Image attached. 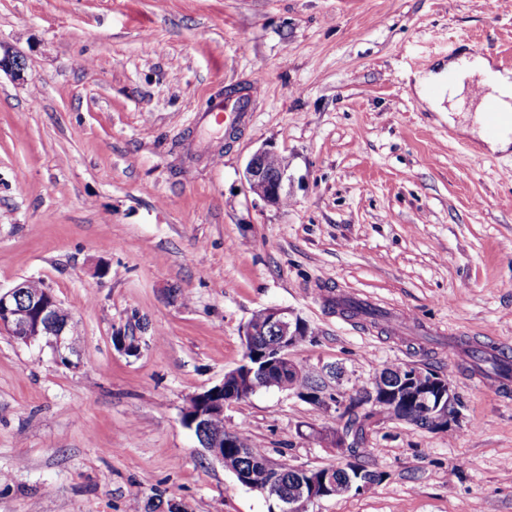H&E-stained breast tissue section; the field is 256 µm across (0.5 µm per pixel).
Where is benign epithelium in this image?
Here are the masks:
<instances>
[{
	"instance_id": "obj_1",
	"label": "benign epithelium",
	"mask_w": 512,
	"mask_h": 512,
	"mask_svg": "<svg viewBox=\"0 0 512 512\" xmlns=\"http://www.w3.org/2000/svg\"><path fill=\"white\" fill-rule=\"evenodd\" d=\"M281 152L272 145H266L254 152L248 159L244 179L252 192L267 206L278 207L287 199L285 184L290 179L288 168L272 172L267 161ZM31 280L22 279L14 286L0 287V329L15 340L26 345L44 342L51 346L57 360L70 365V355L75 353L70 325L74 318L62 306L49 288L34 290ZM310 327L307 321L294 311L278 306L263 308L258 319H249L244 327L245 351L241 363L224 374V380L202 392L193 395L185 408L183 423L195 432L201 446L215 459L224 461V454L218 449L224 447V429L212 424L216 415H224V409L242 401L262 386H270L275 376L288 374L302 376L301 368L293 362L291 347L309 339ZM112 343L119 350L136 355L141 348V338L132 334L119 333L112 337ZM329 374L322 373V383L313 390H295L293 394L319 409L336 406L340 412L347 406L349 391L341 383L332 386ZM455 391L448 378L442 374L423 370L406 364L388 380L382 392L370 391L363 406L376 410L384 405L391 418L408 420L409 412L415 411L433 430H446L458 422V415L452 411ZM262 468L253 471H234L237 480L251 488H260L267 498H279L277 507L270 512H306L314 501L340 496L352 490L360 492L374 483L361 473L342 478L322 468L300 469L304 478L286 496L279 495L280 466L268 459L261 461Z\"/></svg>"
}]
</instances>
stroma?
<instances>
[{
    "mask_svg": "<svg viewBox=\"0 0 512 512\" xmlns=\"http://www.w3.org/2000/svg\"><path fill=\"white\" fill-rule=\"evenodd\" d=\"M512 58V0H0V287L32 277L76 321L71 366L0 332V512H269L182 421L267 306L312 337L294 362L350 391L384 365L450 380L448 430L384 420L380 481L309 512H512V389L472 350H512V150L481 153L417 97L428 66ZM261 89L235 129L207 123ZM287 156L288 203L244 168ZM385 311L373 325L340 299ZM142 338L139 354L112 345ZM271 460L338 459L335 409L275 387L224 412ZM274 155L286 158V166L279 172H272L283 164V157H272ZM270 158V159H269ZM288 158L272 145H266L254 152L248 159L244 179L252 192L261 202L267 206L279 207L287 199L285 184L291 176H288Z\"/></svg>",
    "mask_w": 512,
    "mask_h": 512,
    "instance_id": "1",
    "label": "stroma"
}]
</instances>
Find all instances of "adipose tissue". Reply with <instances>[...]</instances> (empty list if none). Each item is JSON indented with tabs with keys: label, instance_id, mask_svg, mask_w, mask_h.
Here are the masks:
<instances>
[{
	"label": "adipose tissue",
	"instance_id": "obj_1",
	"mask_svg": "<svg viewBox=\"0 0 512 512\" xmlns=\"http://www.w3.org/2000/svg\"><path fill=\"white\" fill-rule=\"evenodd\" d=\"M432 81L440 89L432 103L436 111L454 115L477 98L495 100L512 111V73L495 70L488 58L458 56L434 73Z\"/></svg>",
	"mask_w": 512,
	"mask_h": 512
}]
</instances>
